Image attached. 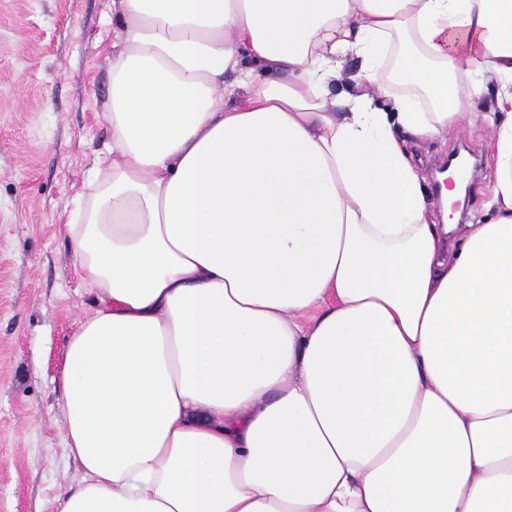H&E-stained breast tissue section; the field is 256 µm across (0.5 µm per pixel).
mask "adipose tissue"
Returning <instances> with one entry per match:
<instances>
[{
  "label": "adipose tissue",
  "instance_id": "1",
  "mask_svg": "<svg viewBox=\"0 0 512 512\" xmlns=\"http://www.w3.org/2000/svg\"><path fill=\"white\" fill-rule=\"evenodd\" d=\"M107 67L61 512H512V0H112ZM478 122L430 223L397 133Z\"/></svg>",
  "mask_w": 512,
  "mask_h": 512
}]
</instances>
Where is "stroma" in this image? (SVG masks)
Masks as SVG:
<instances>
[{
	"mask_svg": "<svg viewBox=\"0 0 512 512\" xmlns=\"http://www.w3.org/2000/svg\"><path fill=\"white\" fill-rule=\"evenodd\" d=\"M112 0H0V512H60L80 477L62 443L59 360L97 300L79 281L65 225L111 131ZM440 213L433 172L457 151L478 167L462 223L493 218L486 126L447 142L407 137Z\"/></svg>",
	"mask_w": 512,
	"mask_h": 512,
	"instance_id": "stroma-1",
	"label": "stroma"
}]
</instances>
